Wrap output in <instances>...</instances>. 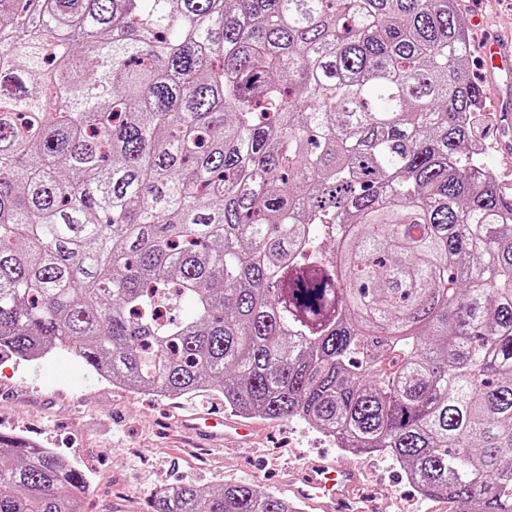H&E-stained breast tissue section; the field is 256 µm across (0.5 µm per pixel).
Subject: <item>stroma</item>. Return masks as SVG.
I'll list each match as a JSON object with an SVG mask.
<instances>
[{
	"instance_id": "1",
	"label": "stroma",
	"mask_w": 512,
	"mask_h": 512,
	"mask_svg": "<svg viewBox=\"0 0 512 512\" xmlns=\"http://www.w3.org/2000/svg\"><path fill=\"white\" fill-rule=\"evenodd\" d=\"M458 4L471 21L469 74L484 90V162L512 177V146L500 141L497 113L512 79L484 80L481 63L484 39L512 32V0ZM223 408V399L208 393L167 399L106 382L65 350L38 364L0 361V432L56 449L83 470L85 512H151L155 492L182 481L209 492L224 481L244 480L286 498L287 470L336 461L359 469L369 512H453L446 499H423L391 455L341 451L296 418L256 420L257 439L247 448L207 450L183 438L182 416Z\"/></svg>"
}]
</instances>
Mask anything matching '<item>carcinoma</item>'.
I'll return each instance as SVG.
<instances>
[{"label":"carcinoma","instance_id":"obj_1","mask_svg":"<svg viewBox=\"0 0 512 512\" xmlns=\"http://www.w3.org/2000/svg\"><path fill=\"white\" fill-rule=\"evenodd\" d=\"M468 43L457 0H0V356L298 417L512 512V179ZM87 485L0 434V512ZM152 512L299 509L182 482Z\"/></svg>","mask_w":512,"mask_h":512}]
</instances>
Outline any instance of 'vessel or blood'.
<instances>
[{
  "mask_svg": "<svg viewBox=\"0 0 512 512\" xmlns=\"http://www.w3.org/2000/svg\"><path fill=\"white\" fill-rule=\"evenodd\" d=\"M483 51L489 76H497L501 63L512 62V48L504 49L497 40H488ZM182 427L187 433L212 444L244 442L255 432L250 423L230 417L210 421L202 414L185 416ZM288 483L295 498L318 503L322 512H365L361 506L362 484L358 470L339 464L316 465L304 474L291 476Z\"/></svg>",
  "mask_w": 512,
  "mask_h": 512,
  "instance_id": "1",
  "label": "vessel or blood"
}]
</instances>
